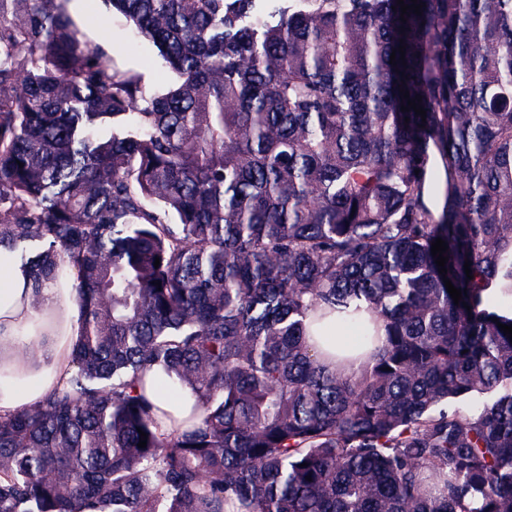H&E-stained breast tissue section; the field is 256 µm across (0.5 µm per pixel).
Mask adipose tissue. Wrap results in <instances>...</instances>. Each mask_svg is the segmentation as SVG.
<instances>
[{
  "label": "adipose tissue",
  "instance_id": "1",
  "mask_svg": "<svg viewBox=\"0 0 512 512\" xmlns=\"http://www.w3.org/2000/svg\"><path fill=\"white\" fill-rule=\"evenodd\" d=\"M32 288L28 270L22 269L12 252L0 247V416L23 411L48 393L62 388L71 373V347L76 310L71 288L59 282L42 290L41 308L30 303ZM51 336L46 363L25 358L19 347L22 335Z\"/></svg>",
  "mask_w": 512,
  "mask_h": 512
}]
</instances>
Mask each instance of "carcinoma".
<instances>
[{
    "mask_svg": "<svg viewBox=\"0 0 512 512\" xmlns=\"http://www.w3.org/2000/svg\"><path fill=\"white\" fill-rule=\"evenodd\" d=\"M101 2L174 88L0 0V245L79 310L0 512H512V0Z\"/></svg>",
    "mask_w": 512,
    "mask_h": 512,
    "instance_id": "1",
    "label": "carcinoma"
}]
</instances>
